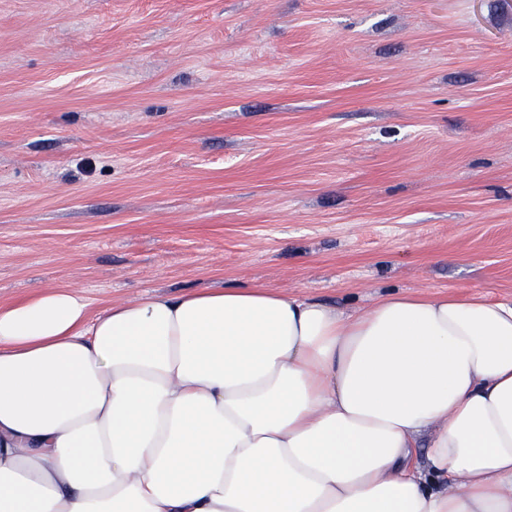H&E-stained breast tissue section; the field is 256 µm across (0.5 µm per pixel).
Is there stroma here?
<instances>
[{"label":"stroma","instance_id":"1","mask_svg":"<svg viewBox=\"0 0 512 512\" xmlns=\"http://www.w3.org/2000/svg\"><path fill=\"white\" fill-rule=\"evenodd\" d=\"M512 299V0H0V304Z\"/></svg>","mask_w":512,"mask_h":512}]
</instances>
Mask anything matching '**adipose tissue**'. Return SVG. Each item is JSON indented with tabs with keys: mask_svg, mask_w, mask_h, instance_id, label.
Returning <instances> with one entry per match:
<instances>
[{
	"mask_svg": "<svg viewBox=\"0 0 512 512\" xmlns=\"http://www.w3.org/2000/svg\"><path fill=\"white\" fill-rule=\"evenodd\" d=\"M0 512H512V301L0 304Z\"/></svg>",
	"mask_w": 512,
	"mask_h": 512,
	"instance_id": "ef3b65f1",
	"label": "adipose tissue"
}]
</instances>
